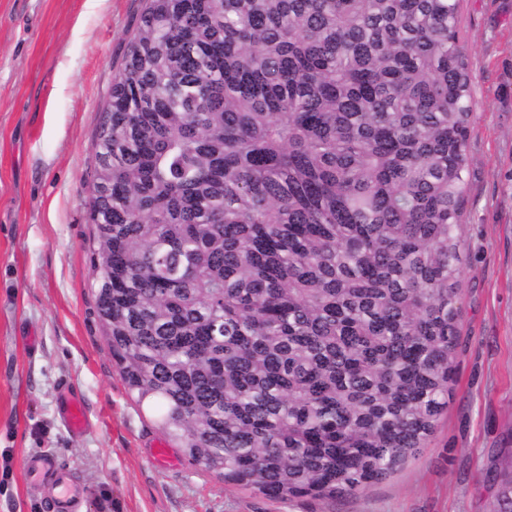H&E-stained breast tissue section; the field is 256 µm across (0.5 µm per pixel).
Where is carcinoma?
<instances>
[{"label": "carcinoma", "mask_w": 512, "mask_h": 512, "mask_svg": "<svg viewBox=\"0 0 512 512\" xmlns=\"http://www.w3.org/2000/svg\"><path fill=\"white\" fill-rule=\"evenodd\" d=\"M461 0H145L93 144L97 314L185 456L282 502L448 409L473 92Z\"/></svg>", "instance_id": "obj_1"}]
</instances>
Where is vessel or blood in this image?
<instances>
[{"label": "vessel or blood", "mask_w": 512, "mask_h": 512, "mask_svg": "<svg viewBox=\"0 0 512 512\" xmlns=\"http://www.w3.org/2000/svg\"><path fill=\"white\" fill-rule=\"evenodd\" d=\"M62 418L72 436H80L87 429L88 416L81 399H66L62 404ZM23 468L30 487L40 495L47 512H83L86 488L56 455L42 453L26 456Z\"/></svg>", "instance_id": "b4317fda"}]
</instances>
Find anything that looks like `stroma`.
Returning <instances> with one entry per match:
<instances>
[{"label": "stroma", "instance_id": "35a3bbf8", "mask_svg": "<svg viewBox=\"0 0 512 512\" xmlns=\"http://www.w3.org/2000/svg\"><path fill=\"white\" fill-rule=\"evenodd\" d=\"M144 0H0V512H44L22 458L58 453L86 512H498L512 446V0H462L474 116L452 395L426 448L353 495L269 500L170 446L129 397L97 317L92 146ZM90 419L71 436L63 389Z\"/></svg>", "mask_w": 512, "mask_h": 512}]
</instances>
